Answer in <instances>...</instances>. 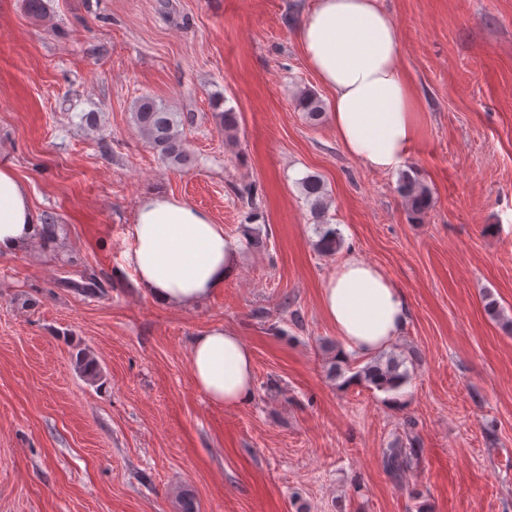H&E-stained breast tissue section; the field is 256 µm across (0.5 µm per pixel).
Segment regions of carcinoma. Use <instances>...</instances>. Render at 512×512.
I'll return each instance as SVG.
<instances>
[{"instance_id":"obj_1","label":"carcinoma","mask_w":512,"mask_h":512,"mask_svg":"<svg viewBox=\"0 0 512 512\" xmlns=\"http://www.w3.org/2000/svg\"><path fill=\"white\" fill-rule=\"evenodd\" d=\"M297 107L306 113L307 119L317 123L323 116L322 101L311 91L302 90L296 97ZM133 120L140 135L158 151L162 159L172 165H182L190 160L189 149L180 127L194 122V115L173 112L156 97L145 94L134 105ZM303 195L317 220L322 224L326 209V189L323 181L315 175L302 179ZM399 192L406 202L410 213L419 215L429 208L431 194L427 186L417 181L410 174L402 175ZM342 239L334 230L320 234L318 250L326 255H333L341 248ZM358 382L372 386L380 391L396 390L410 379L404 361L397 355L380 352L355 373ZM414 423L408 422L405 439L396 440L385 453L384 467L394 479H400L415 461L419 459L421 448L412 435Z\"/></svg>"}]
</instances>
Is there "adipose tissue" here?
<instances>
[{"instance_id": "1", "label": "adipose tissue", "mask_w": 512, "mask_h": 512, "mask_svg": "<svg viewBox=\"0 0 512 512\" xmlns=\"http://www.w3.org/2000/svg\"><path fill=\"white\" fill-rule=\"evenodd\" d=\"M297 40L329 93L331 120L345 151L376 171L402 167L420 136V107L392 16L377 0H315ZM128 236L124 262L136 287L165 308L201 306L238 272L239 237L169 193L141 199ZM44 238L27 185L12 164L0 163V254ZM320 306L347 356L369 358L386 349L410 317L404 291L354 253L323 283ZM189 367L195 387L212 404L235 408L254 396L253 352L233 327L198 330Z\"/></svg>"}]
</instances>
